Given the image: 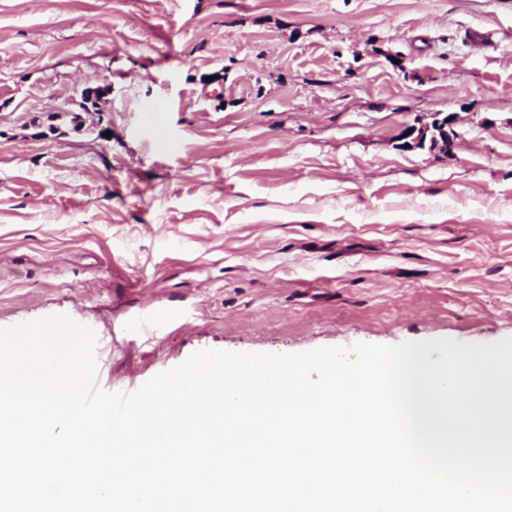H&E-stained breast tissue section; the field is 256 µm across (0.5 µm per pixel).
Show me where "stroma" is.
Listing matches in <instances>:
<instances>
[{"instance_id": "stroma-1", "label": "stroma", "mask_w": 512, "mask_h": 512, "mask_svg": "<svg viewBox=\"0 0 512 512\" xmlns=\"http://www.w3.org/2000/svg\"><path fill=\"white\" fill-rule=\"evenodd\" d=\"M61 314L107 391L512 338V0H0V327ZM428 132H430L429 138ZM427 139L430 149H438L439 151L447 152L449 142L448 118L436 120L432 123L430 128L419 130L417 136L412 138L411 142H407L406 145L411 148H424Z\"/></svg>"}]
</instances>
